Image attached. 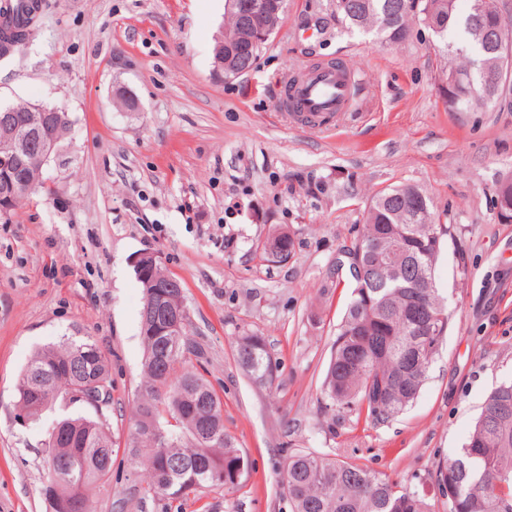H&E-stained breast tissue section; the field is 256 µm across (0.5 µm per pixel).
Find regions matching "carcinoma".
<instances>
[{
	"mask_svg": "<svg viewBox=\"0 0 512 512\" xmlns=\"http://www.w3.org/2000/svg\"><path fill=\"white\" fill-rule=\"evenodd\" d=\"M470 2L469 11L459 15L455 0H353L350 6L336 0V13L347 30L371 33L382 42L402 43L417 26L429 30L449 80L466 70L467 61L448 33L476 42L498 11L499 0ZM32 10L29 0H16L4 23L0 57L30 38ZM265 44L227 59L226 69L255 63ZM484 58L477 92L460 89L469 111L499 106L503 90L495 79L500 69L512 66V36L484 47ZM6 109L17 116L16 137L36 135L40 113L27 103H0V116ZM43 171L37 160L29 162L16 201L41 186ZM451 230L419 186H389L370 199L356 237L336 258V270H346L353 291L322 383L324 412L331 417L362 416L384 425L417 399L450 321L435 286V268ZM143 293V379L126 441L127 462L141 476L142 498L173 503L204 488L233 490L247 477L248 462L224 429L221 398L192 362L201 351L186 326L179 336L151 335L154 292L145 287ZM236 351L245 372L274 384L276 368L262 337H237ZM111 390L109 359L90 336H66L47 345L23 369L18 417L38 421L47 411L64 412L45 430V512H61L66 503L74 504L68 512H90V492L112 478L114 449L104 413ZM91 393L102 396V407L77 411L89 406L85 396ZM283 484L291 512H432L419 492L352 460L290 453ZM436 484L455 490L448 512H512V381L487 393L465 444L441 465Z\"/></svg>",
	"mask_w": 512,
	"mask_h": 512,
	"instance_id": "obj_1",
	"label": "carcinoma"
}]
</instances>
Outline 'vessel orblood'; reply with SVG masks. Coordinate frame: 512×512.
Segmentation results:
<instances>
[{
	"label": "vessel or blood",
	"instance_id": "b4317fda",
	"mask_svg": "<svg viewBox=\"0 0 512 512\" xmlns=\"http://www.w3.org/2000/svg\"><path fill=\"white\" fill-rule=\"evenodd\" d=\"M359 82L357 71L343 61L307 65L278 88L280 116L292 127L341 129L353 108V92Z\"/></svg>",
	"mask_w": 512,
	"mask_h": 512
}]
</instances>
